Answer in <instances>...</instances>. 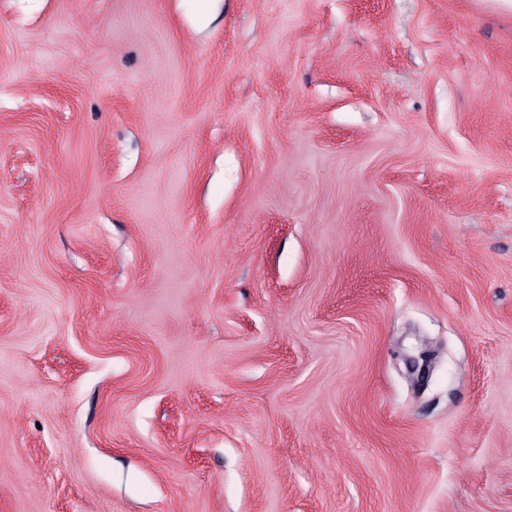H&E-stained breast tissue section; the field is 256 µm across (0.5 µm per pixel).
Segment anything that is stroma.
Returning a JSON list of instances; mask_svg holds the SVG:
<instances>
[{
	"label": "stroma",
	"mask_w": 512,
	"mask_h": 512,
	"mask_svg": "<svg viewBox=\"0 0 512 512\" xmlns=\"http://www.w3.org/2000/svg\"><path fill=\"white\" fill-rule=\"evenodd\" d=\"M0 512H512V10L0 0Z\"/></svg>",
	"instance_id": "stroma-1"
}]
</instances>
